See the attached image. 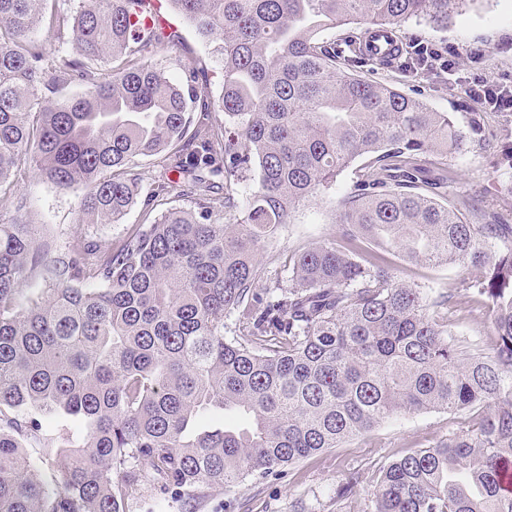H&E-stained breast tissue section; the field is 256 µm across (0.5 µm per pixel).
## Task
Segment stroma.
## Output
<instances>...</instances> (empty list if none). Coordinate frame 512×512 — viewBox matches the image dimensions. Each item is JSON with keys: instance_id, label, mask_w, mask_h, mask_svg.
Listing matches in <instances>:
<instances>
[{"instance_id": "stroma-1", "label": "stroma", "mask_w": 512, "mask_h": 512, "mask_svg": "<svg viewBox=\"0 0 512 512\" xmlns=\"http://www.w3.org/2000/svg\"><path fill=\"white\" fill-rule=\"evenodd\" d=\"M170 21L182 36V44L159 50L154 61L173 79L183 76L182 65L193 61L208 78L211 95H219L224 80V66L194 29L179 15ZM395 37L403 52L398 60L381 66L348 58L342 67L367 81L391 85L401 93L419 99L434 112L454 116L459 127H466L471 115H481L486 129L498 139L497 148L481 150L466 144L443 161L455 180L454 190L478 199L485 212L512 223V112H494L483 100L468 96L452 86L447 75L422 67L424 50L436 49L445 59L456 62L469 75L490 84H512V0H467L457 5L447 26L435 27L423 21L409 20L397 26ZM143 190L158 183L169 185L163 201L169 207H190L183 193L184 183L178 172L167 169L155 158H137L133 166ZM352 186L351 172L341 173L323 200L293 214L290 223L280 225L269 247L273 253H291L330 239L333 202ZM21 190L28 199L27 221L38 236L63 247L75 232L82 231L99 244L122 240L136 225L144 223L143 203H135L115 224H77V211L83 192L62 191L54 185L26 178ZM398 278L422 286L426 300L455 289L448 309L451 334L480 342L492 350L495 338L486 309L473 302L468 291L459 290L457 267L416 266L396 261ZM463 416L443 411H422L388 420L371 432L350 440L339 448L312 456L286 467L276 480L253 481L232 487L204 490L191 503L178 495L164 493L153 477L143 478L139 492L130 500L127 512H292L295 505L308 512H333L332 497L347 469L360 470L363 480L349 512H374L376 479L380 468L412 451L427 447L456 432Z\"/></svg>"}]
</instances>
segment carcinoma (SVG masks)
<instances>
[{"instance_id": "cac0c4a2", "label": "carcinoma", "mask_w": 512, "mask_h": 512, "mask_svg": "<svg viewBox=\"0 0 512 512\" xmlns=\"http://www.w3.org/2000/svg\"><path fill=\"white\" fill-rule=\"evenodd\" d=\"M68 2L0 0V200L15 211L0 224V512H126L145 474L190 500L432 410L468 421L383 467L374 512H512V224L424 179L463 140L490 145L482 118L465 133L336 73V44L316 41L355 22L446 26L458 0H164L222 56L216 100L194 63L182 82L153 64L181 43L155 0ZM41 28L70 49L47 51ZM74 82L82 94L56 98ZM138 156L187 178L194 207L156 213L159 185L150 223L105 245L77 232L61 250L26 223L28 163L84 188L78 223L112 224L136 200ZM358 158L337 236L288 256L282 278L264 259L276 230ZM393 256L466 269L494 355L429 317ZM45 413L85 430L45 445L62 461L53 488L24 445ZM360 479L345 472L336 512Z\"/></svg>"}]
</instances>
